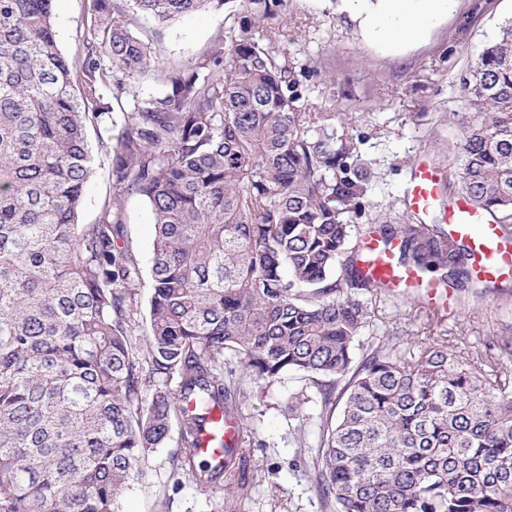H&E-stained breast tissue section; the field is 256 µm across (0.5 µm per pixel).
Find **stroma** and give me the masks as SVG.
Masks as SVG:
<instances>
[{"mask_svg":"<svg viewBox=\"0 0 512 512\" xmlns=\"http://www.w3.org/2000/svg\"><path fill=\"white\" fill-rule=\"evenodd\" d=\"M410 7L425 17V28L400 44L383 40L367 28L345 0H291L278 17L274 50L308 73L307 85L318 111L341 114L343 127L361 139V150L374 173L370 222L386 217L399 225L407 217L406 186L410 168L426 158L444 170L443 199L460 196L455 159L462 138V78L483 49L512 21V0H451L439 19H428L427 0ZM131 30L148 43L157 69L127 78L130 95L157 94L164 71L205 57L227 32V10H210L159 27L145 15L127 10ZM86 0H56L58 44L71 59L81 57L87 26ZM110 159L96 157L79 221H96L112 190ZM123 245L136 254L142 270L131 316L133 339L144 347L149 334L147 309L152 294L153 218L148 204L131 195L124 201ZM442 312L441 333L461 350H485L499 337L512 336V282L496 284L481 295L468 288L450 291ZM365 336L381 332L408 346L426 344V313L404 303L380 301ZM307 378L290 372L273 381H246L239 396L247 419L248 441L235 455L237 478L248 495L234 499L217 488L176 480L172 472L175 443L146 454L138 478L119 500L121 512H327L316 491V477L298 448L295 433L305 425L307 442L321 436L318 399L306 397Z\"/></svg>","mask_w":512,"mask_h":512,"instance_id":"obj_1","label":"stroma"}]
</instances>
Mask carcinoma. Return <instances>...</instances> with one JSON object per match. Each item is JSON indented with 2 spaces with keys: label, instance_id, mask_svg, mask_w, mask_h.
<instances>
[{
  "label": "carcinoma",
  "instance_id": "obj_1",
  "mask_svg": "<svg viewBox=\"0 0 512 512\" xmlns=\"http://www.w3.org/2000/svg\"><path fill=\"white\" fill-rule=\"evenodd\" d=\"M55 0H0V512H118L151 448L177 427L175 473L244 496L199 460L209 410L244 424L239 379L292 371L325 419L311 466L336 512H512V376L436 340L366 341L393 296L363 273L372 172L319 112L304 68L269 43L288 0H239L207 58L127 99L157 68L118 0H89L80 59L58 47ZM161 24L229 0H128ZM461 192L512 229V23L462 79ZM112 151L116 195L79 222L94 173L88 128ZM155 228L145 353L130 328L141 270L120 246L122 199ZM399 261L465 275L439 224L377 227ZM194 397L198 410L181 402Z\"/></svg>",
  "mask_w": 512,
  "mask_h": 512
}]
</instances>
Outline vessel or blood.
Wrapping results in <instances>:
<instances>
[{
    "mask_svg": "<svg viewBox=\"0 0 512 512\" xmlns=\"http://www.w3.org/2000/svg\"><path fill=\"white\" fill-rule=\"evenodd\" d=\"M443 181L441 169L427 160H418L413 165L407 184L406 204L420 219L429 218ZM444 221L455 235L467 242L469 272L473 279L497 282L512 279V236L506 234L500 225L490 221L485 213L462 198L449 202ZM400 246L399 239H385L377 233H367L361 264L363 272L404 296L424 292L433 309L447 308L449 302L437 283L425 282L415 269L399 263ZM211 420L216 429L203 432L198 449L199 455L209 462L222 455L223 443L232 441L236 434L233 423L224 419L220 411H213Z\"/></svg>",
    "mask_w": 512,
    "mask_h": 512,
    "instance_id": "obj_1",
    "label": "vessel or blood"
}]
</instances>
